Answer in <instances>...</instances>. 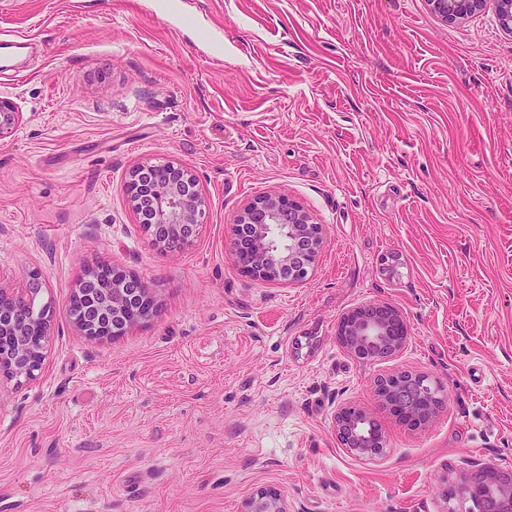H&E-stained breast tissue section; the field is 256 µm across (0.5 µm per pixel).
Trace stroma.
Returning <instances> with one entry per match:
<instances>
[{
	"mask_svg": "<svg viewBox=\"0 0 512 512\" xmlns=\"http://www.w3.org/2000/svg\"><path fill=\"white\" fill-rule=\"evenodd\" d=\"M33 36L0 82V286L45 284L38 376L0 381V512H445L448 483L512 468V31L495 0L461 20L429 0H0ZM146 160L189 167L195 244L152 245L126 192ZM325 228L307 280H255L228 250L252 197ZM94 262L158 289L153 320L79 336L70 294ZM403 314L393 356L355 358L342 315ZM412 371L446 404L413 429L376 403ZM369 410L386 451L342 448ZM334 427L341 446L355 457L374 459L386 450L382 428L363 407L356 404L340 406L336 410ZM242 512H288L283 498L272 490H259Z\"/></svg>",
	"mask_w": 512,
	"mask_h": 512,
	"instance_id": "stroma-1",
	"label": "stroma"
}]
</instances>
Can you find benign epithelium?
I'll return each mask as SVG.
<instances>
[{
    "label": "benign epithelium",
    "mask_w": 512,
    "mask_h": 512,
    "mask_svg": "<svg viewBox=\"0 0 512 512\" xmlns=\"http://www.w3.org/2000/svg\"><path fill=\"white\" fill-rule=\"evenodd\" d=\"M446 19H462L480 9L484 0H429ZM21 113L0 100V138L20 123ZM127 191L135 211L144 206L155 210V223L144 228L153 245L164 252L191 248L203 223L206 203L194 173L174 162H144L129 172ZM325 242L324 226L314 221L299 203L279 194H264L250 200L234 220L230 251L236 263L251 277L269 283H296L313 269ZM45 274L31 272L26 288L0 286V379L24 383L41 370L52 336V313L48 307L33 309ZM95 282L112 308V318L103 322L88 314L85 285ZM71 315L77 333L93 342H110L144 324L161 311L152 285L118 264L98 263L87 267L72 288ZM337 338L359 359L394 355L407 339L404 316L395 306L371 303L352 309L340 319ZM379 405L393 411L413 427L429 423L443 408L442 391L421 374L401 372L376 382ZM336 437L351 455L374 459L385 452L382 428L368 411L356 404L336 410ZM455 496L469 501L476 512H512V474L488 462L463 473ZM244 512H288L283 498L272 490H259L246 503Z\"/></svg>",
    "instance_id": "benign-epithelium-1"
}]
</instances>
